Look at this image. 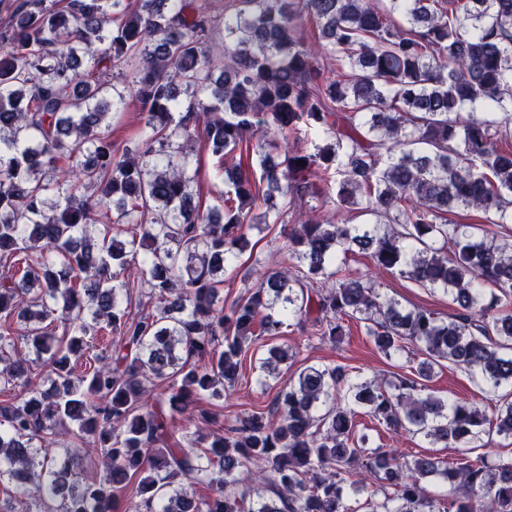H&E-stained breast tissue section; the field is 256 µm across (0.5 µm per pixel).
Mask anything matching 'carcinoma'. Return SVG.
<instances>
[{"label": "carcinoma", "mask_w": 512, "mask_h": 512, "mask_svg": "<svg viewBox=\"0 0 512 512\" xmlns=\"http://www.w3.org/2000/svg\"><path fill=\"white\" fill-rule=\"evenodd\" d=\"M234 2L221 26L208 0H18L0 27V512L30 484L37 512H114L135 477L130 512H357L365 491L368 512H512V456L400 458L356 432L363 412L445 448L512 439V239L495 231L512 214V150L499 146L512 137V0ZM104 71L144 114L133 148L108 134L124 98L105 99ZM303 126L327 142L279 151L276 136ZM194 130L221 160L264 132L260 176L224 170L222 212L195 197ZM319 172L336 176V207L381 221L292 224L290 264L221 299L224 275L254 253L253 200L282 224ZM460 208L483 214L482 234L449 218ZM354 247L458 313L383 295L338 265ZM143 289L153 309L134 312ZM347 317L387 358L415 346L411 375L306 366L273 417L202 434L213 415L199 400L224 399L261 337L296 319L336 343ZM106 334L94 351L88 337ZM290 359L272 347L259 369L273 377ZM447 363L507 392L488 410L428 392ZM65 436L103 476L83 481L72 456L57 459ZM190 484L215 494L198 500Z\"/></svg>", "instance_id": "carcinoma-1"}]
</instances>
